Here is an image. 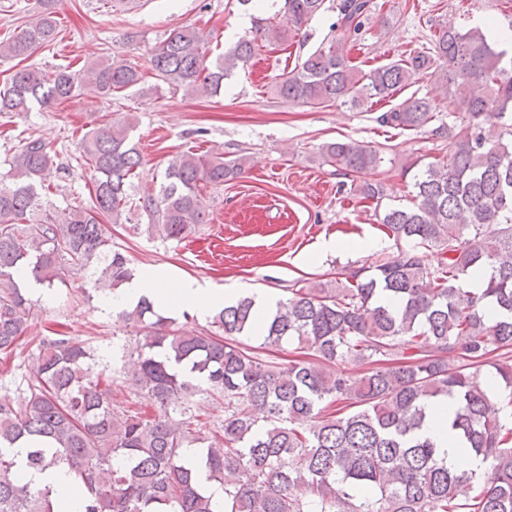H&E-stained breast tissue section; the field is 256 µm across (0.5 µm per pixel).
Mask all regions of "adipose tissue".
I'll return each instance as SVG.
<instances>
[{
    "mask_svg": "<svg viewBox=\"0 0 512 512\" xmlns=\"http://www.w3.org/2000/svg\"><path fill=\"white\" fill-rule=\"evenodd\" d=\"M144 296L153 298L164 307L174 306L204 318L238 299L239 294L234 288H214L191 278L151 270L132 276L121 294L107 298L106 304L118 309L136 304Z\"/></svg>",
    "mask_w": 512,
    "mask_h": 512,
    "instance_id": "adipose-tissue-1",
    "label": "adipose tissue"
}]
</instances>
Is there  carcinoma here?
Instances as JSON below:
<instances>
[{"label": "carcinoma", "instance_id": "obj_1", "mask_svg": "<svg viewBox=\"0 0 512 512\" xmlns=\"http://www.w3.org/2000/svg\"><path fill=\"white\" fill-rule=\"evenodd\" d=\"M325 2L283 0L281 20L253 17L251 30L214 59L196 28L175 29L154 49L152 70L175 92L213 95L261 48L296 38ZM376 8L375 0H336L326 41L278 75L274 90L290 103L361 108L429 70L451 89L450 121L431 129L448 142V160L406 167L411 205L387 206L380 217L386 235L413 248L343 282L296 288L261 321L251 298L227 305L213 316L222 336L186 333L141 298L123 313L143 332L126 375L153 399L150 415L116 408L110 371L92 367L83 343L43 338L19 402L0 398V512H64L52 488L22 480L12 453L19 442L36 444L27 466L73 474L81 512H512V56L478 26L445 27L432 50L361 70L347 51ZM56 26L55 0H42L40 15L0 41V58L27 60L53 41ZM140 81L116 55L79 70L22 68L0 88V113L85 93L110 97ZM436 109L411 96L377 121L421 130ZM131 130L108 124L81 137L94 177L90 208L46 209L54 156L38 138L26 139L0 175V354H13L38 317L21 275L50 288L101 257L104 286L132 277L105 224L119 223L142 165ZM320 153L359 179L361 199L381 204L384 188L370 176L385 147L336 140ZM250 163L242 154L176 155L157 194L142 202L148 230L177 240L204 223L201 185L222 186ZM434 247L441 259L431 268L420 249ZM487 268L485 287L461 286ZM388 295L398 307L382 303ZM490 306L499 311L492 323ZM285 344L297 357L270 359L267 350ZM488 375L498 380L495 393ZM211 392L224 395L223 435L212 440L199 434L192 403ZM448 398L456 446L486 464L477 475L451 470L449 449L422 435L429 404ZM190 447L194 467L184 457ZM199 469L224 488L221 508Z\"/></svg>", "mask_w": 512, "mask_h": 512}]
</instances>
